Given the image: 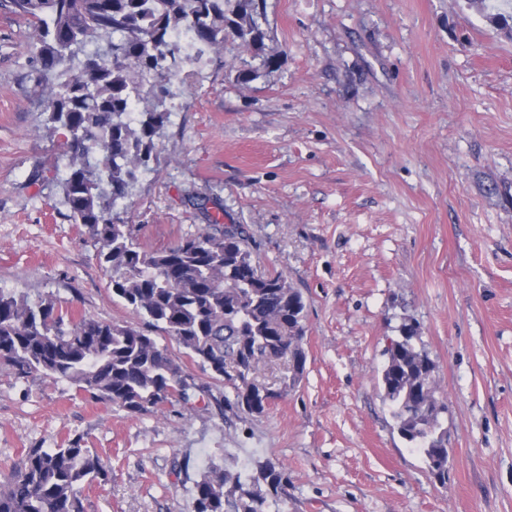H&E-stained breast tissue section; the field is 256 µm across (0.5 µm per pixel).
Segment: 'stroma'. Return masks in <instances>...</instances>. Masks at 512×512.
<instances>
[{
	"label": "stroma",
	"mask_w": 512,
	"mask_h": 512,
	"mask_svg": "<svg viewBox=\"0 0 512 512\" xmlns=\"http://www.w3.org/2000/svg\"><path fill=\"white\" fill-rule=\"evenodd\" d=\"M512 0H267L277 71L227 43L170 80L173 114L132 190L153 248L244 225L307 304V363L258 378L263 416L165 403L129 415L0 367V487L26 449L80 440L107 479L83 512H191L210 463L288 472L272 512H512ZM31 27L0 8V288L138 325L55 193L60 137L29 78ZM436 364L448 482L399 435L378 377L404 324Z\"/></svg>",
	"instance_id": "obj_1"
}]
</instances>
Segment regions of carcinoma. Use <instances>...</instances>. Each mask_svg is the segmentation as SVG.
<instances>
[{
	"label": "carcinoma",
	"mask_w": 512,
	"mask_h": 512,
	"mask_svg": "<svg viewBox=\"0 0 512 512\" xmlns=\"http://www.w3.org/2000/svg\"><path fill=\"white\" fill-rule=\"evenodd\" d=\"M12 13L32 28L33 94L46 102L44 127L63 135L69 174L58 189L75 222L86 226L111 270L112 295L143 326L74 318L56 299L36 303L0 289V365L19 379L33 374L62 379L93 401L131 415L172 399L191 405L197 384L168 348L161 332L184 349L213 384L232 390L226 406L262 415L276 394L257 381L259 366L288 362L284 390L305 370L302 345L306 302L281 273L262 271L241 224H208L167 249L139 241L123 215L140 168L154 155L169 120L161 110L171 76L184 56L170 39L189 27L196 59L228 38L252 49L258 65L246 81L271 72L277 59L263 52L267 0H10ZM115 53L101 55L105 43ZM141 104L131 124V101ZM404 326L387 349L380 376L399 435L424 456L430 475L448 481V428L441 415L435 362ZM105 478L100 458L77 441L61 448H29L23 465L0 488V512H81L85 481ZM288 481L283 468L259 465L241 475L238 464H210L196 481L192 512H271Z\"/></svg>",
	"instance_id": "carcinoma-1"
}]
</instances>
